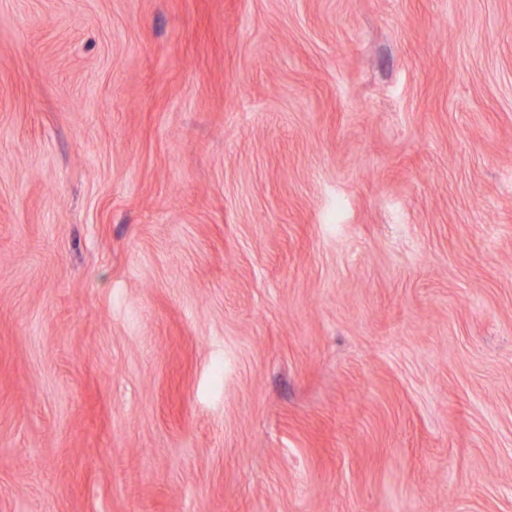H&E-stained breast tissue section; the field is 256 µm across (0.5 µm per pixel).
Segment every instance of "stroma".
Here are the masks:
<instances>
[{
  "mask_svg": "<svg viewBox=\"0 0 512 512\" xmlns=\"http://www.w3.org/2000/svg\"><path fill=\"white\" fill-rule=\"evenodd\" d=\"M0 512H512V0H0Z\"/></svg>",
  "mask_w": 512,
  "mask_h": 512,
  "instance_id": "1",
  "label": "stroma"
}]
</instances>
